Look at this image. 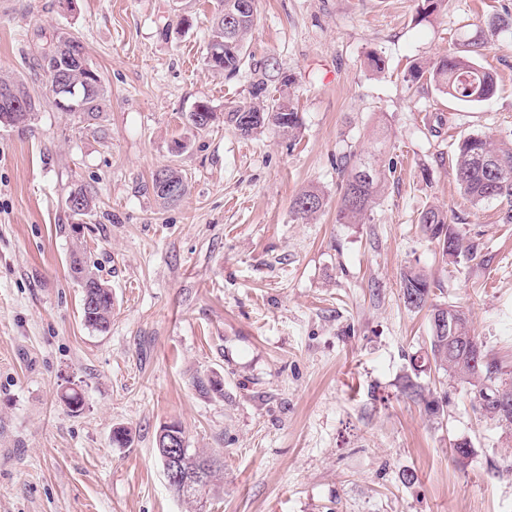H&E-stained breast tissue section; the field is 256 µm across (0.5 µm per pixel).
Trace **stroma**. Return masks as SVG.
I'll return each mask as SVG.
<instances>
[{
	"label": "stroma",
	"mask_w": 512,
	"mask_h": 512,
	"mask_svg": "<svg viewBox=\"0 0 512 512\" xmlns=\"http://www.w3.org/2000/svg\"><path fill=\"white\" fill-rule=\"evenodd\" d=\"M422 5L256 0L231 76L204 62L217 0H0V74L42 92L33 58L65 30L110 100L97 117L47 104L0 126V512H189L155 452L171 421L223 466L206 512H512V432L474 412L469 386L422 373L450 396L438 416L399 393L429 349L428 311L401 298L412 266L512 370V224L454 179L463 136L512 144V28L491 25L512 0ZM478 35L489 101L406 81ZM259 66L270 90L293 79L296 142L222 119L251 102ZM201 100L217 119L199 134L186 117ZM380 136L385 187L365 223H337L339 166ZM167 165L187 183L170 205L151 187ZM80 185L98 199L81 223L66 207ZM312 189L326 207L297 218ZM429 205L475 260L443 261L419 223ZM76 250L112 289L106 331L82 322ZM209 375L222 393L197 388ZM73 389L77 414L61 400ZM459 439L474 448L463 465Z\"/></svg>",
	"instance_id": "1"
}]
</instances>
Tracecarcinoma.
<instances>
[{"label":"carcinoma","instance_id":"cac0c4a2","mask_svg":"<svg viewBox=\"0 0 512 512\" xmlns=\"http://www.w3.org/2000/svg\"><path fill=\"white\" fill-rule=\"evenodd\" d=\"M239 0H218V8L212 19L209 42L224 41V57L210 64L216 70L233 74L239 70L248 40L255 28V10L244 11ZM485 42L476 38L470 42L465 55L448 54L433 61L428 69L429 81L440 92L463 105L480 104L490 99L496 91L494 75L478 64ZM34 65L44 79L52 73L77 81L75 100L80 111L95 116L107 107V95L103 80L85 58L79 40L66 32L55 34V40L41 48ZM14 91L23 99V106L8 109L0 106V125L14 126L31 120L34 113L45 103L51 102L48 93L35 95L26 85L11 76L0 75V91ZM251 94L257 103L239 106L224 113V121L239 129L242 117L249 113L255 117L247 136L251 137L265 128H272L284 137L294 139L300 128V118L290 106L286 93L275 98L270 95L265 77L253 80ZM455 180L469 201L478 205L489 200H501L508 204L504 223L512 222V146L495 143L486 134H471L459 140L455 148ZM346 171L341 186L338 221L341 224H361L380 194L386 180V170L371 160L358 156L344 165ZM174 177V192L160 194L165 203L177 201L186 190L180 171L168 168ZM82 206L86 215L96 210V198L83 187L72 190L66 204ZM325 206V198L316 191H304L294 199V213L308 218ZM419 224L431 242L435 243L442 258L458 264L464 258H476V248L467 243L461 233L450 225L448 211L437 206L424 208ZM72 272L83 290L81 315L84 324L98 331L108 329L112 320V289L90 268L83 258L72 256ZM401 295L404 304L430 314L452 307L450 303H434L432 281L426 274L409 270L403 273ZM430 354L434 364L448 372V377L470 386L473 408L485 419L501 426L512 427V405L498 408L486 405L479 394L492 390L512 396V371L506 370L500 361L474 335L471 321L460 312L455 326L430 335ZM402 393L409 399L420 400L424 410L437 416L448 404V392L425 395L416 380L407 378Z\"/></svg>","mask_w":512,"mask_h":512}]
</instances>
